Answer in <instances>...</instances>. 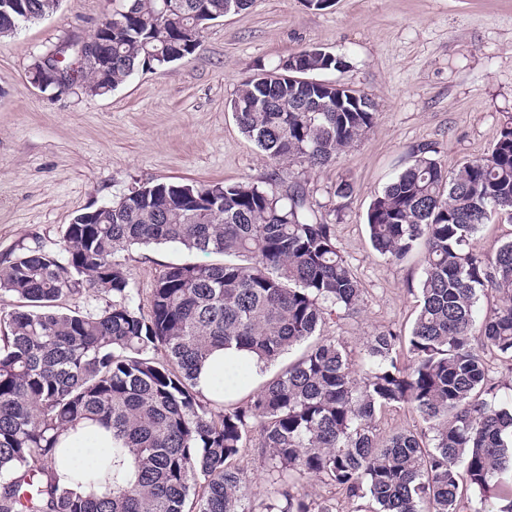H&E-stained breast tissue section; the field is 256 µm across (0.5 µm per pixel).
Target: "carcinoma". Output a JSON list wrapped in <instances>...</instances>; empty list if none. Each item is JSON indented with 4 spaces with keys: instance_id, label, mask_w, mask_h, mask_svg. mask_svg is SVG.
Returning <instances> with one entry per match:
<instances>
[{
    "instance_id": "carcinoma-1",
    "label": "carcinoma",
    "mask_w": 512,
    "mask_h": 512,
    "mask_svg": "<svg viewBox=\"0 0 512 512\" xmlns=\"http://www.w3.org/2000/svg\"><path fill=\"white\" fill-rule=\"evenodd\" d=\"M125 0L92 39L112 41V67L84 81L114 91L138 71L193 54L209 21L249 0ZM50 0H0V26L42 18ZM305 48L272 68L279 79L243 80L233 111L243 134L274 163L322 167L375 125L362 96L336 111H304L288 84L289 59L310 72L341 69L340 55ZM421 146L373 199V249L427 266L410 335L370 338L359 375L326 318L354 313L362 288L336 246L334 225L312 221L304 189L271 183L168 182L142 186L112 209L78 214L61 254L28 249L0 265V512H332L295 490L296 475L340 488L353 512H512V405L496 403L484 352L512 359V241L486 258L470 247L479 226L512 222V123L491 154L453 175ZM176 243L222 263L174 264L134 302L118 255L133 245ZM79 276L112 294L99 313L62 310ZM491 293L482 322L475 309ZM305 351L248 395L245 364L224 369L215 398L196 389L198 365L216 348L254 352L267 364ZM406 346L409 363L401 361ZM405 404L423 427L381 440V410ZM90 421L112 429L94 465L58 448ZM257 437H251L252 433ZM262 458L267 489L253 493L240 466ZM65 462L81 481L59 483ZM477 494L464 500L460 484Z\"/></svg>"
}]
</instances>
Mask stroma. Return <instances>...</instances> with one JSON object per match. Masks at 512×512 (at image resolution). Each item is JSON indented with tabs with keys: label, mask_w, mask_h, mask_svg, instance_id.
Segmentation results:
<instances>
[{
	"label": "stroma",
	"mask_w": 512,
	"mask_h": 512,
	"mask_svg": "<svg viewBox=\"0 0 512 512\" xmlns=\"http://www.w3.org/2000/svg\"><path fill=\"white\" fill-rule=\"evenodd\" d=\"M122 0H60L56 12L0 39V261L28 248L58 252L79 213L161 182H250L305 187L317 218L363 290L358 312L328 317L322 335L353 360L382 331L408 335L425 255L394 262L371 247L376 194L428 144L447 169L488 156L512 119V0H250L209 22L191 56L140 71L106 96H53L28 77L34 59L67 38L87 39ZM309 46L345 56L320 72L370 98L374 127L328 165L273 163L240 130L232 102L256 68ZM352 193L338 198L341 182ZM175 245L123 253L135 300L147 305L166 267L204 262Z\"/></svg>",
	"instance_id": "35a3bbf8"
}]
</instances>
